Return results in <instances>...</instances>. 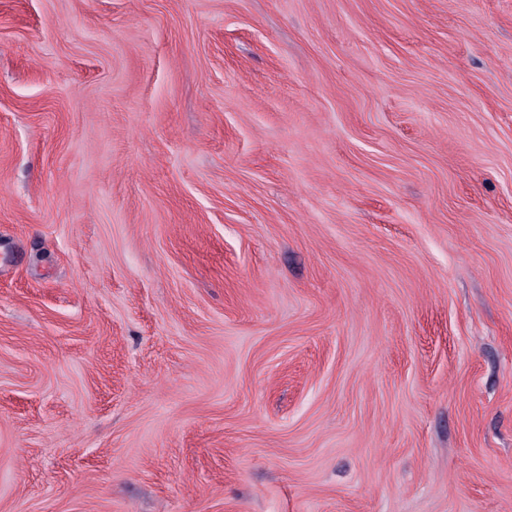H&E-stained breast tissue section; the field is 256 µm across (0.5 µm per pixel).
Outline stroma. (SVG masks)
I'll use <instances>...</instances> for the list:
<instances>
[{"mask_svg": "<svg viewBox=\"0 0 512 512\" xmlns=\"http://www.w3.org/2000/svg\"><path fill=\"white\" fill-rule=\"evenodd\" d=\"M0 512H512V0H0Z\"/></svg>", "mask_w": 512, "mask_h": 512, "instance_id": "35a3bbf8", "label": "stroma"}]
</instances>
